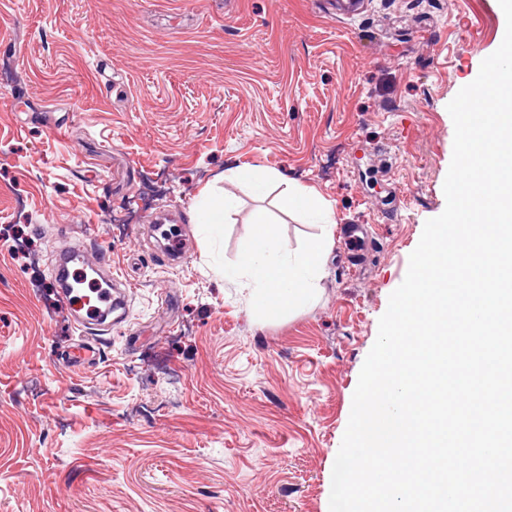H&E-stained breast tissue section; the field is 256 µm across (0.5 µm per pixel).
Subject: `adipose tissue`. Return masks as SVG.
Returning a JSON list of instances; mask_svg holds the SVG:
<instances>
[{"label":"adipose tissue","instance_id":"adipose-tissue-1","mask_svg":"<svg viewBox=\"0 0 512 512\" xmlns=\"http://www.w3.org/2000/svg\"><path fill=\"white\" fill-rule=\"evenodd\" d=\"M281 204L284 209L305 214L322 224L324 231L303 247L290 251L281 247L265 216L256 214L239 266L252 282L255 307L271 319L300 307L318 294L336 224L332 207L308 185H287Z\"/></svg>","mask_w":512,"mask_h":512}]
</instances>
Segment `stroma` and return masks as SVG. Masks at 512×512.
Segmentation results:
<instances>
[{
  "label": "stroma",
  "mask_w": 512,
  "mask_h": 512,
  "mask_svg": "<svg viewBox=\"0 0 512 512\" xmlns=\"http://www.w3.org/2000/svg\"><path fill=\"white\" fill-rule=\"evenodd\" d=\"M505 29L498 0H0V512H329L378 321L446 205L447 105ZM243 165L336 219L317 300L274 320L237 265L256 210L291 249L321 227L221 179ZM78 241L123 301L100 331L50 268Z\"/></svg>",
  "instance_id": "35a3bbf8"
}]
</instances>
